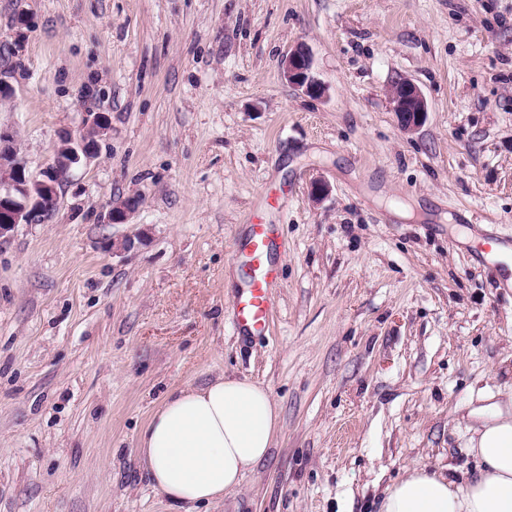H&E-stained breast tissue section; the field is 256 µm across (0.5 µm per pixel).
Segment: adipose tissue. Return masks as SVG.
I'll return each instance as SVG.
<instances>
[{"instance_id":"ef3b65f1","label":"adipose tissue","mask_w":512,"mask_h":512,"mask_svg":"<svg viewBox=\"0 0 512 512\" xmlns=\"http://www.w3.org/2000/svg\"><path fill=\"white\" fill-rule=\"evenodd\" d=\"M463 419L474 467L410 468L384 488L378 512H512V392L481 395ZM279 425L266 389L220 376L172 389L140 435L139 457L178 512H195L238 491L269 456Z\"/></svg>"}]
</instances>
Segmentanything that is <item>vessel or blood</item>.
Segmentation results:
<instances>
[{
  "label": "vessel or blood",
  "mask_w": 512,
  "mask_h": 512,
  "mask_svg": "<svg viewBox=\"0 0 512 512\" xmlns=\"http://www.w3.org/2000/svg\"><path fill=\"white\" fill-rule=\"evenodd\" d=\"M250 232L236 249L250 270L249 279L239 297L236 326L248 336L264 335L272 310L271 294L278 281L275 253L280 245L277 225L267 223L260 212H253Z\"/></svg>",
  "instance_id": "obj_1"
}]
</instances>
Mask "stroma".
Segmentation results:
<instances>
[{
	"label": "stroma",
	"mask_w": 512,
	"mask_h": 512,
	"mask_svg": "<svg viewBox=\"0 0 512 512\" xmlns=\"http://www.w3.org/2000/svg\"><path fill=\"white\" fill-rule=\"evenodd\" d=\"M300 43L325 98L282 77ZM0 69L30 177L84 113L112 122L0 241V512H176L139 435L221 375L269 390L280 430L200 512H375L408 468L465 463V407L512 389V273L488 258L512 239V0H0ZM405 78L429 106L409 133ZM259 207L280 277L248 337L234 244ZM390 99L401 130L413 131L424 122L428 112L427 101L414 83L408 80L398 82L390 91Z\"/></svg>",
	"instance_id": "obj_1"
}]
</instances>
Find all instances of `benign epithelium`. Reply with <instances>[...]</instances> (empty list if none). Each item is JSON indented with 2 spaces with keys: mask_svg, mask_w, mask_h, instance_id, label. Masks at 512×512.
I'll return each mask as SVG.
<instances>
[{
  "mask_svg": "<svg viewBox=\"0 0 512 512\" xmlns=\"http://www.w3.org/2000/svg\"><path fill=\"white\" fill-rule=\"evenodd\" d=\"M313 59L304 46L291 51L282 62L284 79L294 87L315 98L325 96L326 88L312 75ZM390 99L399 127L405 132L417 129L428 112L427 101L418 86L403 80L392 87ZM111 130V120L104 112H86L82 132L60 139L52 166L42 178L27 174L26 164L8 138L0 133V240L11 236L19 224H36L52 212L57 204L58 186L69 169L97 155L99 140ZM136 204L127 199L111 204L109 216L113 224L128 223Z\"/></svg>",
  "mask_w": 512,
  "mask_h": 512,
  "instance_id": "7a95c632",
  "label": "benign epithelium"
}]
</instances>
